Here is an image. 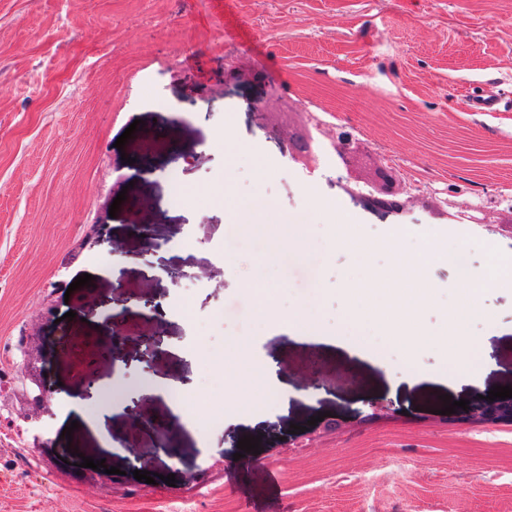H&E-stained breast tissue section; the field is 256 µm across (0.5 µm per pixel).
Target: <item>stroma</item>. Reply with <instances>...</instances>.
<instances>
[{
    "mask_svg": "<svg viewBox=\"0 0 512 512\" xmlns=\"http://www.w3.org/2000/svg\"><path fill=\"white\" fill-rule=\"evenodd\" d=\"M490 91L497 111L474 109L472 96ZM314 123L347 130L377 163L396 164L414 188L403 210L374 207L366 185L349 186L328 141L301 162ZM226 128L239 145L230 160L218 138ZM175 178L188 190L178 209L167 201ZM224 182L255 204L263 235H233L205 193ZM312 193L378 246L404 225L406 246L429 233L461 246L475 269L486 244L511 254L512 0H0V348L29 337L49 387L40 447L0 428V512H164L177 498L197 512H512V425L444 411L446 400L475 405L493 386H512V288L484 296L496 336L469 324L489 343L479 381L453 390L449 350L427 349L409 367L422 381L403 386L402 349L349 316L342 294L360 271L328 208L303 227L316 264L274 257L282 223L303 216ZM112 206L101 243L73 257ZM445 209L468 218L444 222ZM135 224L150 226L151 244ZM89 271V284L61 289ZM428 275L436 288L420 321L438 331L461 276L442 261ZM116 281L126 302L112 299ZM257 286L284 317L312 304L320 340L264 327ZM161 300L187 315L158 312ZM110 313L171 351L151 360L126 339L88 391L60 333L102 335ZM336 335L362 338L371 357L323 344ZM230 339L276 372L250 403L228 409ZM314 361L321 384L308 388ZM115 378L127 392L101 428L96 395ZM159 378L194 381L192 417L140 392ZM378 401L391 413L367 421ZM321 412L341 429L306 449ZM139 414L163 426L133 448L129 421ZM247 436L259 438V452H239ZM82 455L119 475L77 469ZM143 468L156 483L135 479Z\"/></svg>",
    "mask_w": 512,
    "mask_h": 512,
    "instance_id": "1",
    "label": "stroma"
}]
</instances>
